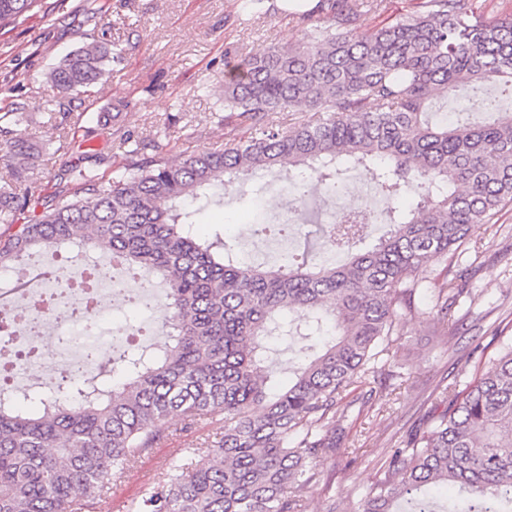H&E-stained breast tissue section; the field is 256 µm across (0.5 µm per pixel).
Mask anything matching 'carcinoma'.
Instances as JSON below:
<instances>
[{"label": "carcinoma", "mask_w": 512, "mask_h": 512, "mask_svg": "<svg viewBox=\"0 0 512 512\" xmlns=\"http://www.w3.org/2000/svg\"><path fill=\"white\" fill-rule=\"evenodd\" d=\"M42 0H0V29L29 17ZM370 0H321L326 25L304 46L270 47L225 67L224 110L251 129L224 150L173 161L120 133L121 161L104 180L82 161L64 163L55 190L34 185V152L21 136L25 103L0 115L9 181L0 186V269L54 257L62 246H103L130 271L161 283L171 303L160 311L169 341L157 351L126 349L103 368L122 381L103 390L69 377L51 394L0 395V512H81L163 439L164 425L220 418L224 436L174 460L126 512H306L307 486L336 460L342 432L336 405L373 390L372 363L400 332L415 272L444 261L512 202V113L492 94L512 92V18L474 16L469 0H426L409 18L358 33ZM123 49L92 43L46 74L62 97L96 87ZM466 88L493 119L475 124L458 112L437 119L435 101ZM274 112H311L286 131ZM83 115L56 151L81 148ZM369 168L393 202L373 247L335 266L309 264V237L288 265L242 261L235 244L192 232L189 205L224 198L257 171L287 166L331 196L343 191L341 165ZM411 198V208L397 202ZM326 248L349 250L361 224H320ZM437 323L457 291L445 282ZM292 312L307 335L331 331L270 392L267 345ZM442 409L397 448L387 450L360 512H512V345L493 367L439 396ZM467 496L459 511L428 498L430 485Z\"/></svg>", "instance_id": "obj_1"}]
</instances>
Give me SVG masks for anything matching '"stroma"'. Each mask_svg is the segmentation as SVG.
I'll use <instances>...</instances> for the list:
<instances>
[{"label":"stroma","mask_w":512,"mask_h":512,"mask_svg":"<svg viewBox=\"0 0 512 512\" xmlns=\"http://www.w3.org/2000/svg\"><path fill=\"white\" fill-rule=\"evenodd\" d=\"M263 15L240 12L236 0H45L41 10L0 32V113L23 99L30 121L25 131L35 152L34 176L53 191L63 154L53 153L67 112L100 115L88 143L101 156L98 169L111 175L121 153L115 135L123 126L170 157L223 149L228 137L248 136L247 126L224 112V61L273 46L298 47L322 22L321 13L300 19L283 0H265ZM95 41L124 47L91 95L58 101L44 81L49 68L69 52ZM273 214L293 206L302 224L326 220L342 202L313 193L301 198L287 171L259 172L230 189L223 201L194 203L199 237L215 231L237 239L241 257L270 260L266 241L252 236L255 206ZM421 286L410 307L398 310L404 327L382 355L370 402L345 398L343 448L321 480L306 490L307 512H357L388 448L430 414L442 388L459 371H487L512 338V205L474 227L448 260L431 262L416 274ZM462 294L440 332L431 310L443 281ZM224 424L203 420L185 425L172 418L158 447L150 449L121 478L112 480L92 512H125L144 486L166 473L190 444L216 441Z\"/></svg>","instance_id":"1"}]
</instances>
